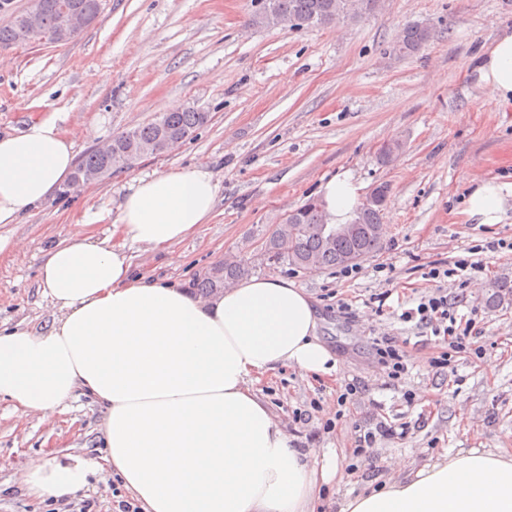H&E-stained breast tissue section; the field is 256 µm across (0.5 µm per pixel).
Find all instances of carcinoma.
<instances>
[{"mask_svg":"<svg viewBox=\"0 0 512 512\" xmlns=\"http://www.w3.org/2000/svg\"><path fill=\"white\" fill-rule=\"evenodd\" d=\"M44 26L38 33L29 32L24 23V12L12 14L11 20L0 26V49L15 44L44 40L48 43L68 41L79 34L73 31L61 35L58 18L64 9L76 4L97 17L101 14L102 0H40ZM379 8V0H260L253 15L254 25L276 28L284 24L292 27H315L340 19H355L370 15ZM432 38V30L423 24H410L392 47L393 53L405 56L417 54ZM209 120V114L192 106L163 112L154 120L125 130L112 137V152L132 154L139 159L158 156L165 152V144L172 136L194 134ZM110 170V159L92 150L78 162L74 178ZM387 208V199L366 206L359 204L353 213L354 223L361 226L355 237L327 240L319 228L326 223L321 202L315 198L294 209L293 223L282 224L266 243L262 262L269 266H294L304 270H321L348 265L347 257L353 252L372 255L382 249L380 229ZM253 265L244 261L224 262L219 275L204 274L193 283L201 295L220 291L251 273ZM489 302L499 304L512 298V281L503 278L490 285Z\"/></svg>","mask_w":512,"mask_h":512,"instance_id":"1","label":"carcinoma"}]
</instances>
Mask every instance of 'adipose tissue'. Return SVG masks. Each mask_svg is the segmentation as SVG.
Masks as SVG:
<instances>
[{"label": "adipose tissue", "mask_w": 512, "mask_h": 512, "mask_svg": "<svg viewBox=\"0 0 512 512\" xmlns=\"http://www.w3.org/2000/svg\"><path fill=\"white\" fill-rule=\"evenodd\" d=\"M478 86L512 104V32L478 59ZM73 144L56 119L0 137V224H19L73 174ZM319 192L329 223L360 202L350 175ZM209 171L139 178L118 207L113 241L86 227L46 254L38 282L54 313L45 329L0 327V397L49 419L75 392L105 412L103 461L144 512H308L329 469L312 467L254 388L292 366L333 376L337 360L315 337L311 298L282 278L253 277L200 297L136 274L130 246L167 249L216 206ZM512 182H473L464 213L500 223ZM80 458L25 474L29 495L63 496L87 483ZM338 512H512V449L443 455Z\"/></svg>", "instance_id": "obj_1"}]
</instances>
